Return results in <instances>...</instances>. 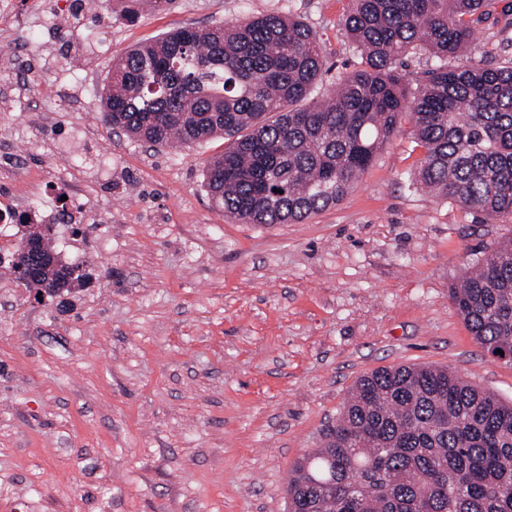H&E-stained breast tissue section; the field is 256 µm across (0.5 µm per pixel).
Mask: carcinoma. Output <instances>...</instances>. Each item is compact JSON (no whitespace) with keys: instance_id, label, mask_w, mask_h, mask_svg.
Here are the masks:
<instances>
[{"instance_id":"obj_1","label":"carcinoma","mask_w":512,"mask_h":512,"mask_svg":"<svg viewBox=\"0 0 512 512\" xmlns=\"http://www.w3.org/2000/svg\"><path fill=\"white\" fill-rule=\"evenodd\" d=\"M157 11L170 0H125ZM497 0H352L344 34L361 57L313 97L326 73L316 33L278 14L141 44L112 63L99 110L109 126L156 146L222 135L204 167L215 209L243 224H298L339 204L411 117L422 148L409 186L470 214L512 220V66L471 59ZM443 60L415 89L405 58ZM279 192H273V189ZM39 279L68 288L50 234L29 238ZM450 289L473 339L512 354V239ZM288 512H512V400L447 366L384 367L362 376L324 443L297 460Z\"/></svg>"}]
</instances>
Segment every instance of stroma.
I'll list each match as a JSON object with an SVG mask.
<instances>
[{"instance_id":"1","label":"stroma","mask_w":512,"mask_h":512,"mask_svg":"<svg viewBox=\"0 0 512 512\" xmlns=\"http://www.w3.org/2000/svg\"><path fill=\"white\" fill-rule=\"evenodd\" d=\"M10 2L0 212L35 213L89 280L38 302L0 269V512H287L294 463L372 370L447 365L512 400V365L449 296L512 222L409 189L410 120L340 204L270 226L210 206L223 139L151 148L101 121L113 59L186 26L298 18L335 83L361 61L350 0H172L132 20L111 0L99 22L73 0ZM472 56L511 63L512 27L488 20Z\"/></svg>"}]
</instances>
